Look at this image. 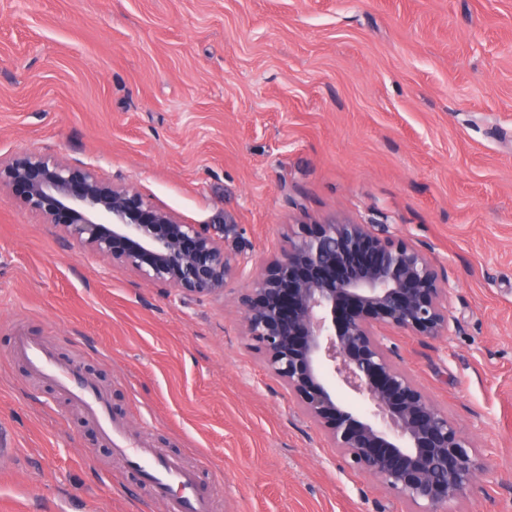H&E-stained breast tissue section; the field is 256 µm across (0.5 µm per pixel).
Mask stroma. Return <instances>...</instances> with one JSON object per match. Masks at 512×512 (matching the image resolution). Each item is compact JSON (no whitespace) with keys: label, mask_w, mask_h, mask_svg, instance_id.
Wrapping results in <instances>:
<instances>
[{"label":"stroma","mask_w":512,"mask_h":512,"mask_svg":"<svg viewBox=\"0 0 512 512\" xmlns=\"http://www.w3.org/2000/svg\"><path fill=\"white\" fill-rule=\"evenodd\" d=\"M29 153L232 221L254 264L333 217L421 247L458 327L396 361L484 460L448 512H512V0H0V162ZM244 292L147 284L0 196V512H166L22 338L214 512H408L266 371Z\"/></svg>","instance_id":"stroma-1"}]
</instances>
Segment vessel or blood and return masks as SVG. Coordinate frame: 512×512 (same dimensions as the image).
I'll use <instances>...</instances> for the list:
<instances>
[{
	"mask_svg": "<svg viewBox=\"0 0 512 512\" xmlns=\"http://www.w3.org/2000/svg\"><path fill=\"white\" fill-rule=\"evenodd\" d=\"M18 352L39 374L81 404L96 419L115 455L138 469L151 484L156 498L166 502L168 512H212L209 497L202 491L194 473L180 462L158 456L153 449L122 443L121 431L105 416V398L86 379L60 365L45 348L20 340Z\"/></svg>",
	"mask_w": 512,
	"mask_h": 512,
	"instance_id": "1",
	"label": "vessel or blood"
}]
</instances>
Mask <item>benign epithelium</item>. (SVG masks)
Instances as JSON below:
<instances>
[{
  "mask_svg": "<svg viewBox=\"0 0 512 512\" xmlns=\"http://www.w3.org/2000/svg\"><path fill=\"white\" fill-rule=\"evenodd\" d=\"M3 185L69 245L154 285L215 295L244 280L243 336L347 465L410 512H444L476 486L483 462L473 441L397 366L385 334L426 341L451 332L447 276L417 246L381 224H301L287 248L249 269L238 225L187 224L90 167L31 153L0 167Z\"/></svg>",
  "mask_w": 512,
  "mask_h": 512,
  "instance_id": "7a95c632",
  "label": "benign epithelium"
}]
</instances>
